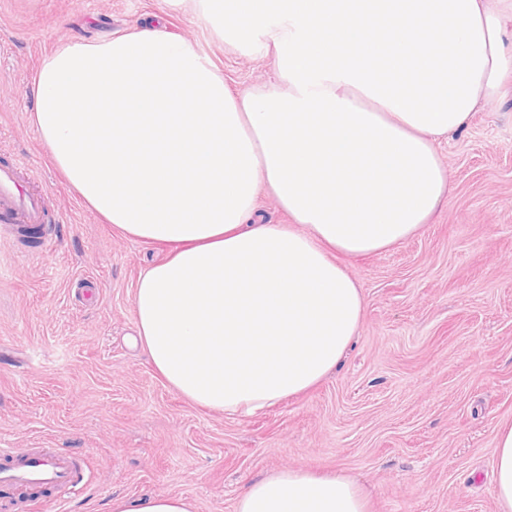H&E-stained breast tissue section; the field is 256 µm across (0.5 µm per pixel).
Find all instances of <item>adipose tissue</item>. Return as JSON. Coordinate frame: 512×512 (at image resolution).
<instances>
[{
  "mask_svg": "<svg viewBox=\"0 0 512 512\" xmlns=\"http://www.w3.org/2000/svg\"><path fill=\"white\" fill-rule=\"evenodd\" d=\"M273 77L232 90L192 43L146 26L44 60L31 121L54 166L124 236L170 245L140 274L136 344L187 401L250 416L316 387L362 324L343 264L400 246L448 201L436 144L512 76V0H171ZM288 214L257 219L260 196ZM512 512V424L494 455ZM235 512H370L339 473L283 468ZM112 512H196L184 496Z\"/></svg>",
  "mask_w": 512,
  "mask_h": 512,
  "instance_id": "ef3b65f1",
  "label": "adipose tissue"
}]
</instances>
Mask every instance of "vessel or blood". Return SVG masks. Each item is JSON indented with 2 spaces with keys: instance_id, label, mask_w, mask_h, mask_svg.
I'll return each instance as SVG.
<instances>
[{
  "instance_id": "b4317fda",
  "label": "vessel or blood",
  "mask_w": 512,
  "mask_h": 512,
  "mask_svg": "<svg viewBox=\"0 0 512 512\" xmlns=\"http://www.w3.org/2000/svg\"><path fill=\"white\" fill-rule=\"evenodd\" d=\"M46 201L23 192L16 173L0 167V225L40 230L43 245L53 238L46 232ZM86 471L75 454L62 448H32L15 452L0 448V489L38 488L66 491L83 483Z\"/></svg>"
}]
</instances>
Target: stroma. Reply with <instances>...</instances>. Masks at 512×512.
<instances>
[{"label": "stroma", "instance_id": "35a3bbf8", "mask_svg": "<svg viewBox=\"0 0 512 512\" xmlns=\"http://www.w3.org/2000/svg\"><path fill=\"white\" fill-rule=\"evenodd\" d=\"M206 51L232 88L272 76L168 0H0V163L36 170L53 250L0 232V448L86 456L87 482L37 496L40 512H110L113 498L182 495L234 512L268 471H340L372 512H495L498 428L512 423V83L443 140L448 202L416 237L348 261L359 336L306 395L248 417L193 406L133 346L140 273L171 248L126 238L50 161L34 79L56 47L148 23Z\"/></svg>", "mask_w": 512, "mask_h": 512}]
</instances>
